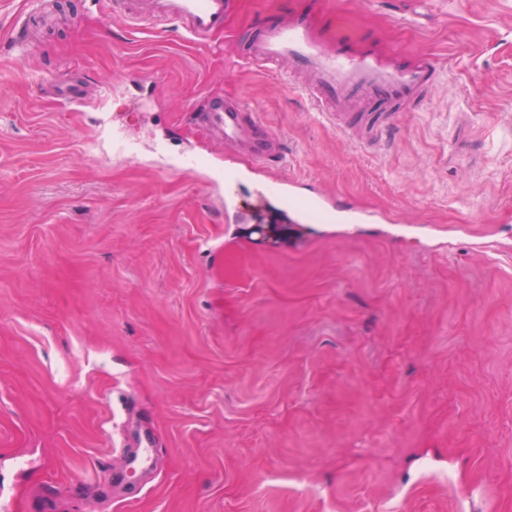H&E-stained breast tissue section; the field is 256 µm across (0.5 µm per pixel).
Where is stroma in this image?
Instances as JSON below:
<instances>
[{
  "instance_id": "1",
  "label": "stroma",
  "mask_w": 512,
  "mask_h": 512,
  "mask_svg": "<svg viewBox=\"0 0 512 512\" xmlns=\"http://www.w3.org/2000/svg\"><path fill=\"white\" fill-rule=\"evenodd\" d=\"M28 2L0 0V503L512 512V0H316L325 39L442 65L374 149L233 53L304 0H233L206 43L64 0L78 20L22 54ZM66 73L79 102L40 83ZM210 96L285 138V174L397 223L298 220L244 169L225 223L224 149L190 115Z\"/></svg>"
}]
</instances>
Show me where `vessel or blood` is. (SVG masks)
I'll list each match as a JSON object with an SVG mask.
<instances>
[{
  "mask_svg": "<svg viewBox=\"0 0 512 512\" xmlns=\"http://www.w3.org/2000/svg\"><path fill=\"white\" fill-rule=\"evenodd\" d=\"M123 17L134 26L175 23L184 37L204 41L223 31L232 0H119ZM239 60L270 67L287 63L289 71L306 74L305 90L316 107L333 120L344 136L360 145H384L397 131L404 108H418L440 76L429 55L410 58L376 47L346 48L321 39L307 11L262 22L236 49ZM200 126L223 141L234 157L267 172L261 190L283 198L305 218L331 211L350 224H380L384 218L329 195L307 196L295 178L278 176L287 155L283 138L260 115L236 97L215 98L202 109Z\"/></svg>",
  "mask_w": 512,
  "mask_h": 512,
  "instance_id": "obj_1",
  "label": "vessel or blood"
}]
</instances>
